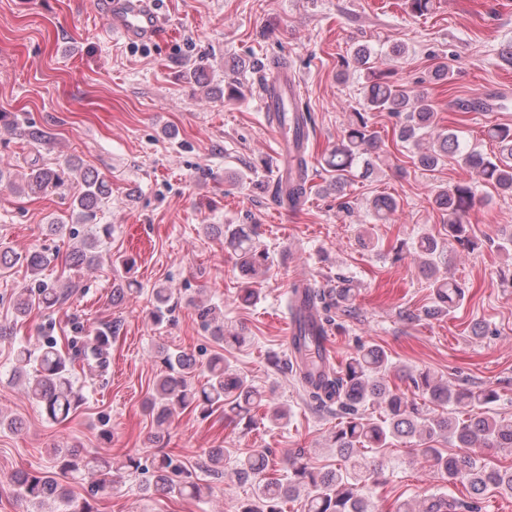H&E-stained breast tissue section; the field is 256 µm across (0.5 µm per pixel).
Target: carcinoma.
<instances>
[{
  "label": "carcinoma",
  "mask_w": 512,
  "mask_h": 512,
  "mask_svg": "<svg viewBox=\"0 0 512 512\" xmlns=\"http://www.w3.org/2000/svg\"><path fill=\"white\" fill-rule=\"evenodd\" d=\"M435 0H406V9L414 17L429 15ZM345 68L363 72V110L354 112V119L344 130L340 143L324 158L325 169L331 173L333 187L345 191L350 177L366 178L372 173L367 156L381 143V135L369 123L371 112H388L400 119L393 134L397 141L410 145L415 163L425 170L436 169L446 157L457 154L471 173L467 180L438 190L432 202L447 216L448 242L475 249L477 237L472 235L468 218L478 201L479 188L489 186L501 194L512 195V127L490 124L484 136L498 146V153L484 154L461 146L459 135L453 129L439 133L433 144L426 145L434 126L435 109L427 92L407 91L390 80L373 62L370 47L359 44L352 49L351 58L342 62ZM6 128L19 133L31 144L49 140V133L40 128L23 126L18 120ZM80 177L81 188L71 202L77 222L93 219L100 207L112 200V187L99 175L82 170L80 159L72 157L65 166L48 168L32 164L21 174L20 182L8 180L10 189L20 194L42 195L62 187L68 178ZM279 194L286 195L295 206L307 193L306 162L300 161L299 174L289 180L277 181ZM398 208L397 200L383 194L372 201V215L378 223H386ZM50 235L66 236L74 240L65 260L73 266H92L98 261L100 237L112 235V225L102 224L97 234L79 236L77 229L64 221L48 225ZM206 233L224 237L242 276L255 278L266 269L268 256L258 249L255 228L238 224L228 230L222 224L205 225ZM413 249L419 258L421 272L430 280L435 310L452 312L465 295V285L437 276L444 259L443 243L430 232L422 233ZM59 258V252L47 248L34 249L18 255L9 249H0V269H10L17 263L26 265L30 285L14 299L15 311L27 316L37 308L51 310L67 298L66 290L58 282L43 278V271ZM334 305L346 311L353 308L355 289L344 280L332 289ZM174 299V291L166 286L154 289L155 322L160 323ZM201 326L220 344L240 346L246 336L241 330L224 326V314L219 306L187 299ZM121 324L112 321L95 331L93 337L73 352L60 349L54 339L43 341L36 349L19 343L13 346V365L10 378L23 384L24 394L45 412L53 423H62L77 412L84 397L72 380L75 364L92 375L105 372L110 358L102 348L118 335ZM303 360L293 368L304 394L317 407L334 410L338 416L332 432V446L339 457L334 471H321L308 465L304 451L288 454V483L267 476L270 460L258 453L239 460L237 473L254 486V495L244 501L238 512H281L285 499L302 498L303 512H376L369 497L363 492L365 483L378 474L379 463L367 457L388 447L392 441L412 443L418 456L439 472L450 484L460 483L467 488L468 497L460 498L439 491L413 507L402 501L394 512H481V503L490 492L512 496V468L501 469L464 452L466 448H512V420L499 419L483 412L497 402L500 393L490 387H453L437 379L428 370L404 371L409 382L407 394L388 384L387 374L395 369L390 356L376 344H363L346 357L337 369L326 364L323 337L310 329H301L295 337ZM162 369L155 377L145 403L156 426L152 441L157 442L168 428L178 410L192 409L207 418L224 408V415L239 423L252 419L251 411L266 400L265 390L255 385L244 374L224 361V355L214 354L206 363V381L195 384L197 362L185 350L158 348ZM381 410L382 418L370 416L371 408ZM450 440L463 452L443 454L435 443ZM53 465L49 471L19 470L12 475L16 498L38 507L51 500L62 506L61 512H98L94 502L112 493L113 466L109 460L95 455L76 443L51 451ZM199 466L212 475L224 467V449L208 448ZM90 474L95 477L89 497L74 496L61 477ZM145 490L176 493L181 497L201 499L211 492L207 484L191 479L190 470L174 455L163 452L154 457L150 479Z\"/></svg>",
  "instance_id": "1"
}]
</instances>
